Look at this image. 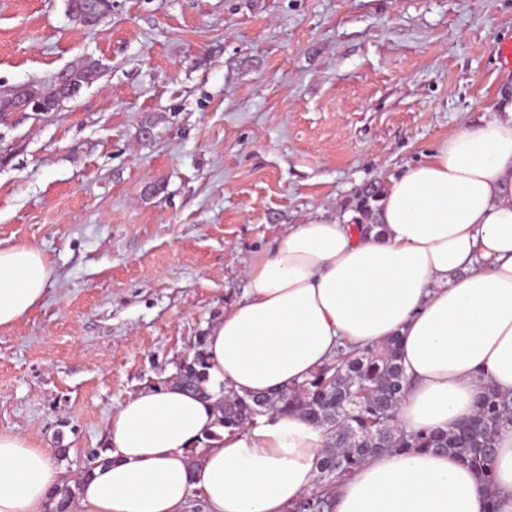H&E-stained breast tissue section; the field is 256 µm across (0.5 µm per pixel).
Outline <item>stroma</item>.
Returning a JSON list of instances; mask_svg holds the SVG:
<instances>
[{
	"label": "stroma",
	"mask_w": 512,
	"mask_h": 512,
	"mask_svg": "<svg viewBox=\"0 0 512 512\" xmlns=\"http://www.w3.org/2000/svg\"><path fill=\"white\" fill-rule=\"evenodd\" d=\"M512 0H0V95L80 61L55 112L0 113V246L53 268L0 328V430L77 478L128 397L165 385L317 211L352 215L441 140L512 104ZM66 71L68 87L84 88L97 81L99 72L94 65H75Z\"/></svg>",
	"instance_id": "35a3bbf8"
}]
</instances>
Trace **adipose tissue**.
I'll use <instances>...</instances> for the list:
<instances>
[{
    "label": "adipose tissue",
    "instance_id": "ef3b65f1",
    "mask_svg": "<svg viewBox=\"0 0 512 512\" xmlns=\"http://www.w3.org/2000/svg\"><path fill=\"white\" fill-rule=\"evenodd\" d=\"M52 274L37 248L0 247V328L41 304ZM247 280L206 337V395L171 383L125 400L72 512H183L194 495L206 512H282L314 488L326 427L279 415L196 443L225 393L303 383L342 345L400 337L407 431L454 427L486 388L512 393V120L440 142L392 180L367 233L322 212L291 225ZM495 442L493 488L453 453L384 451L339 483L334 512H487L492 497L512 512V423ZM64 475L54 449L0 431V512H51Z\"/></svg>",
    "mask_w": 512,
    "mask_h": 512
}]
</instances>
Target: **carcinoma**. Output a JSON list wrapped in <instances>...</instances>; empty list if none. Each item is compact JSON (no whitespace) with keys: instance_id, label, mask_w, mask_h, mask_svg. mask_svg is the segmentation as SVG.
Listing matches in <instances>:
<instances>
[{"instance_id":"obj_1","label":"carcinoma","mask_w":512,"mask_h":512,"mask_svg":"<svg viewBox=\"0 0 512 512\" xmlns=\"http://www.w3.org/2000/svg\"><path fill=\"white\" fill-rule=\"evenodd\" d=\"M68 86L84 88L97 81L95 66L75 65L66 70ZM383 190L366 187L355 197L359 213L357 229L369 230ZM400 338L393 336L378 347L343 349L336 360L318 369L309 379L267 395L240 397L229 394L219 406L220 425L229 432L254 423L259 412L297 414L330 431L328 449L317 461L327 478L303 500L289 506L291 512H330L336 482L350 477L366 459L386 450L449 451L493 486L489 461L495 452V436L505 421H512V399L487 390L474 415L448 432L405 431L396 424L406 379L400 362ZM202 350L186 362L173 381L187 391L198 392L206 380Z\"/></svg>"}]
</instances>
